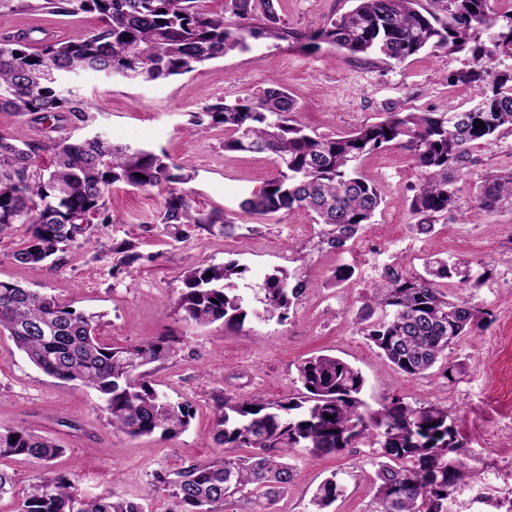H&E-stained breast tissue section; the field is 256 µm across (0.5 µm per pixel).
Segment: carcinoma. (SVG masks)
<instances>
[{"mask_svg": "<svg viewBox=\"0 0 512 512\" xmlns=\"http://www.w3.org/2000/svg\"><path fill=\"white\" fill-rule=\"evenodd\" d=\"M351 2L352 8L307 36L310 45L326 43L350 58L378 56L397 63L427 50L465 53L468 63L448 75V84L462 94L477 91L478 103L467 110L450 105L445 112H407L395 104L379 121L336 137L309 131L295 119L296 101L277 88L208 104L195 116L203 130L224 126V150L271 153L278 159L276 175L240 203L242 213L304 210L326 226L322 242L338 251L373 223L382 203L374 181L355 166L360 157L391 146L414 157L412 229L431 234L438 218L457 217V183L478 163L473 150L512 135V67L495 70L484 63L487 56L512 60V12H495L491 0ZM276 5L278 0H225L221 14L205 11L203 0H37L29 5L63 16L94 14L99 24L69 40L36 41L27 34L0 40V111L27 116L31 131L0 134V236L15 224L29 226L27 244L14 253L15 261L43 263L75 243L86 226L112 223L108 197L115 183L149 190L190 180L153 149L65 134L94 121L92 104L65 86L67 74L127 72L136 81L183 75L231 51L247 50L249 38L288 39ZM226 13L234 23L225 21ZM481 32L488 42L479 40ZM479 120L486 127H477ZM473 206L487 213L512 211V166L473 182ZM156 223L186 239L193 226L225 228L230 220L203 213L189 194L171 188ZM134 248L130 241L114 247L117 265L137 261ZM243 274L233 261L191 268L178 301L183 319L243 325L246 298L235 283ZM455 275L474 288L485 278L472 276L469 262L433 259L422 273L407 272L399 262L384 266L357 323L395 371L430 374L448 358L449 346L482 319V309L449 296L448 280ZM263 291V316L282 322L302 295L303 281L281 270L265 276ZM4 334L45 374L95 390L116 430L164 438L189 425V405L159 394L147 380L146 367L173 352L163 341L105 344L91 320L70 305L0 281ZM297 375L302 390L284 401H217L214 440L252 453L195 461L156 476L172 490L181 512H215L235 497L254 504L252 512H266L293 479L287 458L295 449L332 455L369 436L380 448L369 512H447L446 493L461 480L463 467L450 456L457 445L447 410L414 407L397 397L373 409L362 398V373L331 355L302 362ZM63 452L48 437L0 427V458L23 456L40 467L22 493L19 512H144L140 504L110 493L83 497L70 477L48 470ZM341 492L336 476L326 479L309 512H325Z\"/></svg>", "mask_w": 512, "mask_h": 512, "instance_id": "carcinoma-1", "label": "carcinoma"}]
</instances>
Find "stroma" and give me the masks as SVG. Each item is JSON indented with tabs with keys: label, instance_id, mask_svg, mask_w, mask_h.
Returning <instances> with one entry per match:
<instances>
[{
	"label": "stroma",
	"instance_id": "1",
	"mask_svg": "<svg viewBox=\"0 0 512 512\" xmlns=\"http://www.w3.org/2000/svg\"><path fill=\"white\" fill-rule=\"evenodd\" d=\"M350 6V0H279L281 22L293 38L249 40L247 50L183 76L132 82L86 71L68 78V86L96 108L95 123L72 130L73 139L98 133L164 153L191 176L182 191L204 211L224 213L234 222L224 231L193 229L188 241L179 242L154 221L166 189L117 184L109 196L111 223L88 226L78 243L43 264L22 265L14 259L27 243V225H15L0 236V281L70 304L92 317L105 343L173 342L172 355L150 365L148 379L172 401L189 404L193 417L186 430L163 438L114 430L96 392L46 375L0 335V426L54 439L64 452L52 470L68 474L83 495L111 491L142 504L145 512H180L154 475L225 454L213 437L217 398L284 400L298 392V365L327 354L361 371L364 398L371 405L400 397L414 406L447 409L458 457L467 470L448 492V512H507L512 507V213L473 208L472 181L466 178L458 184L464 219L442 217L434 233L416 234L407 196L418 172L412 155L393 146L361 158L359 165L372 176L383 203L373 224L339 252L320 243L321 227L304 211L241 215V200L275 175L274 157L226 151L223 127L201 134L191 123L193 112L217 100L280 87L298 103V120L326 135L375 122L398 101L412 112H442L463 104L448 85L461 55L426 51L402 63L374 57L357 62L329 44L313 50L297 41V34L321 28ZM97 23L92 14L66 17L7 9L0 12V38L27 33L65 40ZM123 241L134 242L139 254L127 268L117 266L112 252ZM427 257L482 261L490 269L479 288L448 282L450 295L490 313L488 325L473 328L449 347L453 371L448 379L438 371L427 378L397 373L356 323L361 299L384 265L399 261L415 273ZM229 261L246 268L239 286L252 313L243 326L184 321L177 302L186 271ZM342 265L354 274L337 285L333 274ZM279 268L304 280L305 291L285 321L258 318L255 290ZM377 449L371 441L320 457L297 449L290 460L293 482L271 512H308L312 493L331 476L344 491L328 512H366Z\"/></svg>",
	"mask_w": 512,
	"mask_h": 512
}]
</instances>
